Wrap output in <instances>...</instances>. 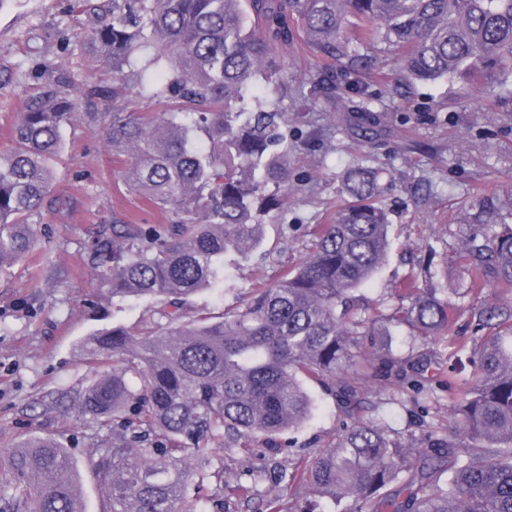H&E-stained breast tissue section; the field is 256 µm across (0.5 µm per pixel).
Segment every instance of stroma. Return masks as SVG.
Returning <instances> with one entry per match:
<instances>
[{"label": "stroma", "instance_id": "1", "mask_svg": "<svg viewBox=\"0 0 512 512\" xmlns=\"http://www.w3.org/2000/svg\"><path fill=\"white\" fill-rule=\"evenodd\" d=\"M88 25V15L71 9L69 0H0V67L11 74L10 83L0 88V148L10 145L21 112L49 77L65 76L103 91L80 99L81 115L65 132L51 191L33 219L36 246L0 268V450L32 436L54 439L75 461L85 512H101L104 493L93 462L101 449L111 447L112 427L84 413L80 401L88 384L106 370L85 359L83 343L116 322L134 334L160 325L165 300L101 298L89 248L98 232L113 225L166 224L172 217L125 185L129 161L113 156L90 115L167 112L171 105L144 90L155 71L148 54L132 59L125 86L117 90L111 69L93 51L66 49L64 35ZM399 73V58L385 52L375 71L358 75L365 98L380 110L379 134L371 139L362 138L355 113L324 99L312 100L303 112L292 97L269 95L265 84L249 88V107L273 105L288 114L284 133L294 189L267 216L261 245L245 256L225 255L223 284L188 299L186 320L220 319L243 305L256 272L273 278L283 266L303 260L311 251L314 225L333 213L344 175L359 160L378 171L391 214L390 250L363 288L364 297L386 314L408 306L399 288L409 272H417L422 286L453 303L449 334L467 353L480 350L479 314L490 308L512 312V290L489 283L482 293L468 292L457 253L470 227L459 223L458 204L476 193L512 189V100L495 101L480 89L462 96L444 81L400 87ZM392 349L400 357H430L448 379L461 370L449 360L446 342L406 324L393 328ZM310 392V418L299 430L281 435L282 448L272 454L281 464L328 447L343 429L345 416L335 399L316 385ZM361 398L362 419L401 437L420 434L426 426L441 434L448 428L442 385L432 384L425 394L407 381L379 380L363 388ZM265 453L262 447L250 455L213 448L192 463L200 470L223 468L224 482L231 485L249 481Z\"/></svg>", "mask_w": 512, "mask_h": 512}]
</instances>
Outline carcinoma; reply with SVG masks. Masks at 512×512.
Returning a JSON list of instances; mask_svg holds the SVG:
<instances>
[{
    "label": "carcinoma",
    "instance_id": "cac0c4a2",
    "mask_svg": "<svg viewBox=\"0 0 512 512\" xmlns=\"http://www.w3.org/2000/svg\"><path fill=\"white\" fill-rule=\"evenodd\" d=\"M92 24L76 37L112 73L149 51L158 70L153 96L177 112L92 115L104 124L112 153L130 159L131 186L171 212L170 224H124L135 247L100 235L91 247L99 287L111 298L161 296L167 321L140 335L114 325L90 336L92 364L112 374L90 383L85 413L119 426L112 447L93 462L105 490L103 512H205L217 493L250 500L251 484L224 486L223 469L195 472L189 457L209 448L251 452L308 419L306 383L335 397L350 419L336 443L257 470L270 485L264 512H322L319 500L359 503L355 512H512V315L491 312L478 330L493 336L471 376L448 383V434L427 431L406 446L356 418L361 385L376 377L431 381V362L399 359L383 348L355 362L357 336H384L382 323L443 335L453 309L409 274L405 312L384 316L357 292L384 263L389 211L378 173L348 169L331 221L313 227L304 261L274 281L260 278L245 305L218 322L183 320L186 300L218 282L224 254H247L264 239V216L289 189L288 152L277 149L285 113L248 110L244 92L263 82L288 89L274 51L301 39L325 65L307 84L329 103L344 101L353 72L384 50L400 52L405 81L480 82L495 99H512V0H75ZM79 89L63 77L30 100L12 145L0 150V267L35 243L31 218L50 191L51 166L65 126L78 115ZM275 185V192L266 187ZM475 228L460 258L469 290L487 282L512 286V196L476 194L461 204ZM499 318L496 324L490 320ZM24 488L0 512H84L73 462L50 439L31 437L0 452ZM292 502L284 510L280 487Z\"/></svg>",
    "mask_w": 512,
    "mask_h": 512
}]
</instances>
